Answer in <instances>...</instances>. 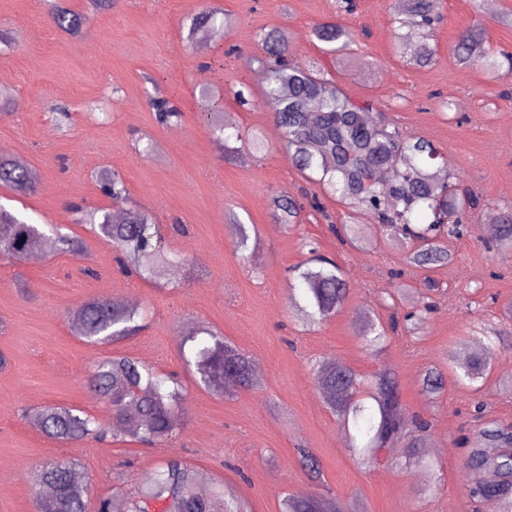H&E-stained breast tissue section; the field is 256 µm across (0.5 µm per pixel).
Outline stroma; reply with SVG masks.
Here are the masks:
<instances>
[{
    "instance_id": "stroma-1",
    "label": "stroma",
    "mask_w": 512,
    "mask_h": 512,
    "mask_svg": "<svg viewBox=\"0 0 512 512\" xmlns=\"http://www.w3.org/2000/svg\"><path fill=\"white\" fill-rule=\"evenodd\" d=\"M65 2L87 18L78 35L55 26L47 0H0V92L8 95L0 109V154L37 169L41 180L35 194L20 198L0 188V205L86 243L78 254L48 247L26 264L0 257V353L8 359L0 370V512H36L32 469L67 458L90 486L87 512H96L100 497L134 493L169 458L204 472L202 490L218 483L251 512H281L287 493L311 486L301 448L318 457L333 495L357 502L361 512H502V500L469 497L460 440L473 436L480 419L512 427V395L502 390L512 382V349L494 351L478 391L458 384L448 352L462 343L478 351L475 337L489 331L512 336V250L496 247L484 228L487 216L512 207V82L458 64L453 49L459 33L474 27L493 48L512 51V25L501 21L512 13V0H437L435 56L425 67L394 49L402 16L395 0H356L351 13L335 0H114L106 11L89 0ZM207 6L223 9V28H193ZM325 21L354 31L355 43L326 52L311 35ZM272 29L288 31L294 61L320 69L352 100L371 101L375 119L437 144L460 190L480 199L464 235L449 243L452 261L429 274L439 288L423 334L399 335L375 356L361 348V315L371 311L385 322L411 311L428 274L409 264V243L369 217L358 220L362 247L342 243L330 229L345 212L335 196H321L322 211L306 209L295 227L275 217L276 196L299 198L312 186L283 151L270 109L258 100L239 105L233 95L242 80L261 94L263 83L246 61ZM214 61L224 67L216 102L225 124L260 129L265 150L245 147L226 160L223 143L205 129L197 112L200 66ZM153 97L175 98L181 121L157 124ZM54 107L65 108L68 119L50 122ZM105 169L122 175L127 203L101 194L96 177ZM75 203L148 212L165 249L182 264L155 282L121 274L111 245L77 223ZM230 211L258 231L260 244L248 259L235 250ZM309 241L343 270L350 293L335 315L304 331L294 306L301 291L289 269L306 259ZM394 271L402 272L409 295L388 308L381 296L392 288ZM89 297L144 306L143 328L110 345L82 342L67 313ZM198 324L253 356L263 370L256 389L224 393L200 385L183 359L182 336L183 326ZM116 354L177 375L183 385L180 429L168 443L66 444L23 419L24 409L58 404L108 422V408L85 379L94 364ZM334 358L366 376L392 369L404 419L431 424L422 452L434 441L443 447L436 472L410 460L403 440L374 464H359L315 383L316 364ZM431 367L447 380L435 396L422 390Z\"/></svg>"
}]
</instances>
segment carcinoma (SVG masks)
<instances>
[{
    "mask_svg": "<svg viewBox=\"0 0 512 512\" xmlns=\"http://www.w3.org/2000/svg\"><path fill=\"white\" fill-rule=\"evenodd\" d=\"M406 15L403 32L395 33L397 50H412L416 63L429 65L435 50L427 40L436 20V0H402ZM55 25L69 33L80 32L83 19L70 9L52 8ZM313 36L324 43H347L352 34L343 27L324 22L315 25ZM262 53L247 59L265 81L263 102L273 111L283 134V147L292 164L321 188L337 195L351 210V219L370 216L390 236L417 242L409 262L422 270L448 264L451 253L447 240L463 235V214L459 211L452 184L442 178L452 173H438V148L424 137L409 135L398 125L376 121L368 102L351 101L336 85L316 70L299 64L288 56V36L271 30L260 38ZM457 62L478 65L494 79L512 76V53L487 46L472 28L459 35ZM200 118L206 127L224 135V149L232 154L230 144L242 140L239 130L226 132L224 114L202 95ZM157 121L170 125L181 121L183 112L172 99L152 100ZM103 195L115 203L126 200L128 193L117 172L100 175ZM0 186L20 194L38 189L37 171L27 165L0 156ZM277 219L289 227L299 223L301 207L297 200L282 194L274 199ZM238 229L237 249L244 253L255 249L258 235L252 225L233 216ZM97 237L117 253L122 273L140 277L166 274L181 258L169 255L161 246L162 234L151 216L139 209L125 212L124 221L115 223L109 213L99 216ZM490 235L504 248H512V210L500 216V223L490 228ZM47 237L41 225L21 218L0 205V254L14 262L34 259L31 244ZM56 250L77 253L83 240L77 235L55 232ZM303 290V302H295L298 319L305 326L315 325L334 315L347 301L349 288L345 275L333 262L309 259L294 269ZM143 309L121 300L90 297L68 313L71 333L91 344H110L134 335ZM424 317L411 311L404 324L394 320L390 330L368 314L363 316L360 336L364 350L378 353L400 328L415 330ZM484 352L471 356L448 354V362L458 368L457 381L480 388L490 373L491 354L502 345L503 337H486ZM191 364L202 385L215 390L249 388L253 381V360L224 337L206 328L189 330ZM316 383L329 409L338 418L341 429L349 435L352 448L361 463L374 462L380 449L401 437L405 421L401 417L400 392L396 376L382 371L374 382L366 384L346 364H320ZM445 385L436 369L425 371L422 388L438 394ZM88 389L109 409L111 424L73 407L52 405L25 410L24 417L49 438L64 443L92 439L98 442L138 441L163 446L179 428V412L185 396L181 385L162 376L154 367L135 357L117 355L101 359L87 378ZM503 446L490 456L484 445ZM410 455L423 469L433 472L436 462L420 452L419 437L410 436ZM300 461L308 479L320 480L321 468L316 456L299 449ZM464 468L468 495L473 499L512 496V430L496 425L477 429V436L466 449ZM73 460L56 461L40 467L31 487L37 512H86L88 484L80 482ZM200 474L179 459L161 463L150 479L131 495L114 494L99 500L97 512H247L232 493L214 487L200 491ZM282 512H353L349 503L329 499L319 493L295 492L283 502Z\"/></svg>",
    "mask_w": 512,
    "mask_h": 512,
    "instance_id": "1",
    "label": "carcinoma"
}]
</instances>
